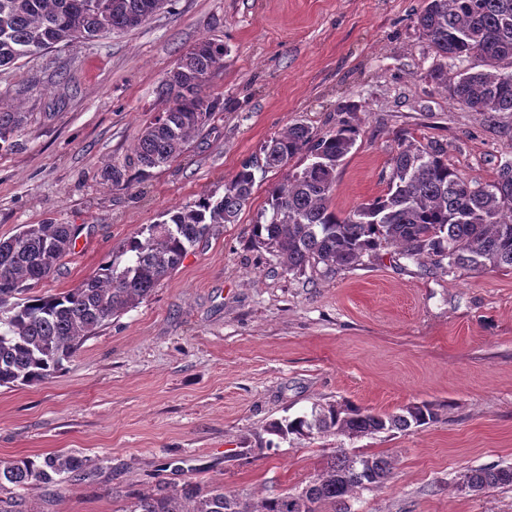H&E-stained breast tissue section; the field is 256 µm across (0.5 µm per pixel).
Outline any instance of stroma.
Here are the masks:
<instances>
[{
    "mask_svg": "<svg viewBox=\"0 0 512 512\" xmlns=\"http://www.w3.org/2000/svg\"><path fill=\"white\" fill-rule=\"evenodd\" d=\"M422 0H174L140 27L0 68L24 116L0 145V238L70 224L71 252L37 295L73 288L162 213L224 182L294 123L360 135L336 171L346 212L384 193L404 141L439 144L482 184L512 160V114L454 103L416 24ZM223 43L221 106L177 160L149 170L134 145L159 83L203 39ZM120 169L122 177L105 173ZM282 171H256L237 223L190 248L147 298L101 327L43 382L0 388V463L68 452L81 477L26 490L30 512H125L130 495L195 482L266 497L298 490L335 450L383 455L390 479L351 512H512V487L474 493L468 470L512 466V270L444 271L381 249L330 277L285 273L251 245ZM437 422L351 438L268 431L317 404Z\"/></svg>",
    "mask_w": 512,
    "mask_h": 512,
    "instance_id": "1",
    "label": "stroma"
}]
</instances>
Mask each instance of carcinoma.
Listing matches in <instances>:
<instances>
[{
	"label": "carcinoma",
	"mask_w": 512,
	"mask_h": 512,
	"mask_svg": "<svg viewBox=\"0 0 512 512\" xmlns=\"http://www.w3.org/2000/svg\"><path fill=\"white\" fill-rule=\"evenodd\" d=\"M417 26L444 66L433 70L450 99L471 112H512V0H423ZM158 13V0H0V67L50 48L91 39L103 30L127 32ZM225 48L205 39L179 59L157 95L166 102L135 145L137 164L155 168L188 149L219 109L207 93ZM473 56L487 69L471 71ZM453 76H448V69ZM22 122L21 113L0 97V142ZM359 131L342 122L322 134L303 124L289 126L262 147L263 167L285 171L269 191L264 221L252 227V246L276 258L284 272L300 275L323 266V275L362 263L363 257L394 246L413 261L438 268L512 269V165H499L490 184L463 178L433 143H401L391 160L385 194L342 213L332 205L336 170L355 146ZM300 157L302 169L290 165ZM254 165L245 162L224 182V195H204L170 210L128 241L124 263L112 260L78 286L51 295H31L72 248L70 224H28L0 240V387L34 384L50 377L102 326L136 307L217 224H233L252 195ZM438 419L429 403L399 413H375L351 405L312 407L310 414L270 424L289 435L340 433L363 437ZM85 460L69 453L24 457L0 465V492L49 487L81 476ZM376 478L368 480L365 470ZM391 474L385 456L338 451L296 492L283 490L254 501L250 495L188 483L132 497L126 512H350L354 492L384 483ZM483 489L512 486V467H479L467 472ZM0 512H29L17 495L0 496Z\"/></svg>",
	"instance_id": "1"
}]
</instances>
